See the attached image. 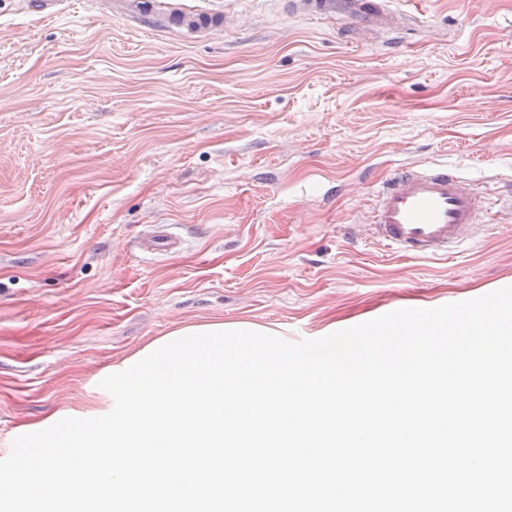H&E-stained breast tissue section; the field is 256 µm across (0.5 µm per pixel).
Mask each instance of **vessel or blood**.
I'll use <instances>...</instances> for the list:
<instances>
[{"mask_svg":"<svg viewBox=\"0 0 512 512\" xmlns=\"http://www.w3.org/2000/svg\"><path fill=\"white\" fill-rule=\"evenodd\" d=\"M116 14L154 24L143 0H114ZM286 8L303 18L343 20L360 36L398 32L410 27L407 15L388 0H287ZM176 26L192 32L220 34L223 12L184 10L171 0ZM374 206L366 228L369 238L405 257H448L466 234L488 221L482 196L459 172L445 163H409L395 168L373 188Z\"/></svg>","mask_w":512,"mask_h":512,"instance_id":"1","label":"vessel or blood"}]
</instances>
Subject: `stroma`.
Masks as SVG:
<instances>
[{"label":"stroma","instance_id":"stroma-1","mask_svg":"<svg viewBox=\"0 0 512 512\" xmlns=\"http://www.w3.org/2000/svg\"><path fill=\"white\" fill-rule=\"evenodd\" d=\"M192 2L231 24L0 0V459L22 426L107 407L99 374L171 330L321 338L512 286V0H392L413 25L367 39L284 0ZM411 162L486 197L448 259L349 232ZM159 225L180 241L162 258ZM170 16L180 29L208 34H221L224 32V13L214 11L191 12L183 9L181 4H169Z\"/></svg>","mask_w":512,"mask_h":512}]
</instances>
